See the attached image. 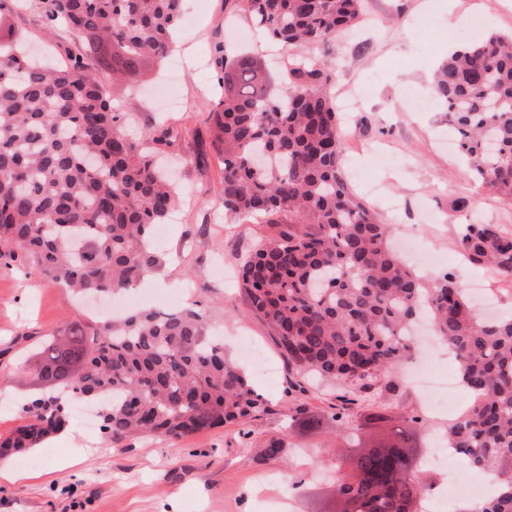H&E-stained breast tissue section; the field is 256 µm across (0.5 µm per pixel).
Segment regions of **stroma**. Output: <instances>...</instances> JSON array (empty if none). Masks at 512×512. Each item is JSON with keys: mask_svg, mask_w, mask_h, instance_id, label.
Listing matches in <instances>:
<instances>
[{"mask_svg": "<svg viewBox=\"0 0 512 512\" xmlns=\"http://www.w3.org/2000/svg\"><path fill=\"white\" fill-rule=\"evenodd\" d=\"M365 0L364 20L352 33L332 39L316 56L331 75L335 103L358 96V111L342 116L344 157L355 192L370 200L394 236L419 237L441 262V272L462 280L485 278L497 293V312L512 311V282L494 270L465 263L458 249L462 224L477 220L503 225L512 232V199L474 181L457 154L454 132L439 110L419 111L403 95L411 88L431 94L434 68L445 59L449 37L468 33L479 39L488 30L512 33V5L504 0ZM177 43L165 60L147 62L129 84L118 86L120 111L131 132L168 131L182 187V202L167 224L157 271L122 300L129 310L158 308L182 295L185 284L209 324L224 333V345L237 355L236 341H253L272 371L250 373L265 399V410L243 423L178 440L145 437L106 441L98 425L73 416L68 435H57L40 448L8 457L23 470L38 460L37 476L12 480L0 476V512H306L326 507L324 488L336 471V458L353 433H374V414L389 419L419 417L416 438L430 452L431 438L446 433L451 416L429 412L403 369L379 377L370 390L309 378L289 366L272 330L255 317L239 288L240 258L271 232L258 220H234L224 214L219 187L224 156L213 144L210 113L224 99L226 49L234 33L251 23L235 0H186ZM461 17L449 30V14ZM29 51L45 56L57 48L87 53L92 35L74 36L43 25L37 7L9 19ZM170 86L178 99L168 109L155 92ZM469 207L455 211L457 198ZM91 308L75 302L59 285L37 272L0 268V367L22 365L0 379V437L21 423L20 408L45 384L35 355L46 341L89 325ZM353 398L343 425L331 420L338 396ZM317 415L321 427L309 429L301 414ZM284 438L282 461H258L265 443Z\"/></svg>", "mask_w": 512, "mask_h": 512, "instance_id": "stroma-1", "label": "stroma"}]
</instances>
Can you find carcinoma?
Masks as SVG:
<instances>
[{
  "label": "carcinoma",
  "mask_w": 512,
  "mask_h": 512,
  "mask_svg": "<svg viewBox=\"0 0 512 512\" xmlns=\"http://www.w3.org/2000/svg\"><path fill=\"white\" fill-rule=\"evenodd\" d=\"M241 9L288 50L287 88L269 93L262 67L224 57L235 91L212 112L224 152L221 195L236 217L285 215L276 234L241 263L253 314L274 332L297 370L368 389L411 358L407 330L425 315L459 361L473 403L448 426L467 462L496 475L481 507L512 512V313L488 321L458 277L425 279L390 245L391 226L353 191L343 136L319 60L320 48L357 25L363 0H240ZM184 0H51L43 23L74 35L98 33L112 54L48 65L30 61L7 32L0 47V265L29 268L78 293L124 292L159 266L154 228L180 199L156 161L166 136L128 137L99 72L135 76L143 61L167 57ZM433 99L457 148L483 186L512 198V36L468 43L436 70ZM464 259L512 278V233L498 224L462 225ZM46 390L22 408L23 423L0 440L13 453L36 448L71 424L69 402L100 403L103 432L181 438L264 410L260 394L210 336L197 304L140 311L74 329L37 353ZM351 436L347 469L336 471V512H404L432 485L411 468L416 435L388 425ZM269 440L264 461L286 454Z\"/></svg>",
  "instance_id": "1"
}]
</instances>
